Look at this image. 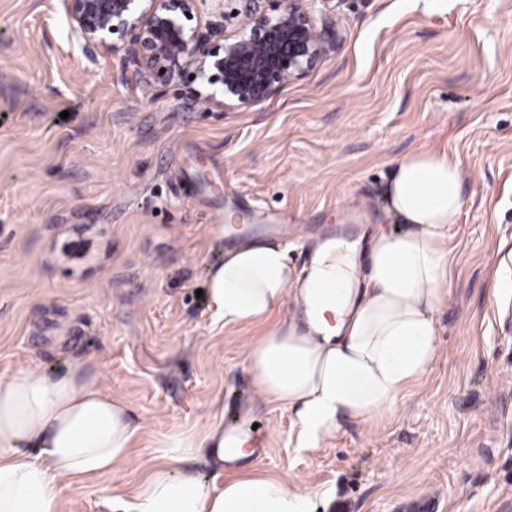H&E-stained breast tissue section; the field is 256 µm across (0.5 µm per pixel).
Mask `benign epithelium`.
<instances>
[{"label": "benign epithelium", "instance_id": "benign-epithelium-1", "mask_svg": "<svg viewBox=\"0 0 512 512\" xmlns=\"http://www.w3.org/2000/svg\"><path fill=\"white\" fill-rule=\"evenodd\" d=\"M224 29L190 26L197 0H65L85 45L110 44L144 82L199 83L224 108L250 109L306 76L329 50L315 0H220Z\"/></svg>", "mask_w": 512, "mask_h": 512}]
</instances>
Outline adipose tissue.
<instances>
[{
    "label": "adipose tissue",
    "mask_w": 512,
    "mask_h": 512,
    "mask_svg": "<svg viewBox=\"0 0 512 512\" xmlns=\"http://www.w3.org/2000/svg\"><path fill=\"white\" fill-rule=\"evenodd\" d=\"M386 200L409 230L373 235L369 277L355 276L357 249L344 241L320 245L304 279L286 248L257 239L208 269L217 321L265 325L247 348L248 366L262 400L294 411L302 447H317L342 420L381 414L434 362L445 243L463 205L460 169L445 154L414 152L395 168ZM324 280L334 288L320 289ZM290 300L305 307L308 329L274 321ZM136 431L128 405L79 367L52 374L33 364L1 375L0 512H61L73 480L110 476ZM203 448L223 465V423L166 436L124 512H313L311 493L255 470H219L209 482L185 471Z\"/></svg>",
    "instance_id": "obj_1"
}]
</instances>
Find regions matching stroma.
Instances as JSON below:
<instances>
[{
	"instance_id": "obj_1",
	"label": "stroma",
	"mask_w": 512,
	"mask_h": 512,
	"mask_svg": "<svg viewBox=\"0 0 512 512\" xmlns=\"http://www.w3.org/2000/svg\"><path fill=\"white\" fill-rule=\"evenodd\" d=\"M336 42L248 110L134 67L73 34L63 0H0V374L79 363L139 430L104 483L62 512L132 501L155 448L211 415L267 445L225 464L315 491V512H512V0H316ZM447 153L464 205L430 370L379 417L302 448L261 400L224 326L209 264L284 224L299 277L322 240L400 235L385 187L405 156ZM234 224L220 236L215 227Z\"/></svg>"
}]
</instances>
